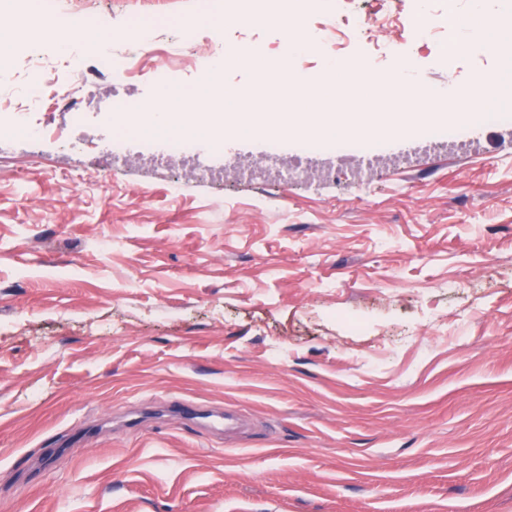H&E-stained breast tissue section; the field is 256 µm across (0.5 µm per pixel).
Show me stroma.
I'll list each match as a JSON object with an SVG mask.
<instances>
[{
	"label": "stroma",
	"mask_w": 512,
	"mask_h": 512,
	"mask_svg": "<svg viewBox=\"0 0 512 512\" xmlns=\"http://www.w3.org/2000/svg\"><path fill=\"white\" fill-rule=\"evenodd\" d=\"M106 28L36 38L34 64L87 39L125 46L126 15L179 21L193 0H58ZM466 53L395 34L411 83L469 86L502 66L472 41L473 0H379ZM223 87L279 63L237 59L246 20L216 14ZM442 41V42H443ZM97 75V99L143 76ZM92 117L80 152L0 144V512H512V116L455 136L477 153L386 168L368 188L183 183L116 170ZM241 158L299 146L237 134ZM82 170L87 182L66 177ZM362 324L354 333L349 321ZM242 419L226 431L206 418Z\"/></svg>",
	"instance_id": "1"
}]
</instances>
